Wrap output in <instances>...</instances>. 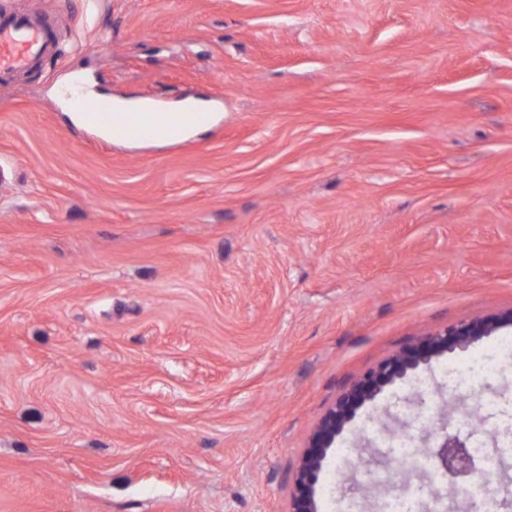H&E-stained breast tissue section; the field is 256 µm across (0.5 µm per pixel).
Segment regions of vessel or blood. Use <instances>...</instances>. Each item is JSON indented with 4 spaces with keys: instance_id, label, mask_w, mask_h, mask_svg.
<instances>
[{
    "instance_id": "b4317fda",
    "label": "vessel or blood",
    "mask_w": 512,
    "mask_h": 512,
    "mask_svg": "<svg viewBox=\"0 0 512 512\" xmlns=\"http://www.w3.org/2000/svg\"><path fill=\"white\" fill-rule=\"evenodd\" d=\"M58 54L55 27L47 18L0 7V78L27 72Z\"/></svg>"
}]
</instances>
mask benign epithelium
I'll use <instances>...</instances> for the list:
<instances>
[{"mask_svg":"<svg viewBox=\"0 0 512 512\" xmlns=\"http://www.w3.org/2000/svg\"><path fill=\"white\" fill-rule=\"evenodd\" d=\"M499 325L475 321L447 328L433 335L417 349L405 351L381 363L357 380L326 412L311 435L295 476V491L289 512H321L317 484L329 453L359 407L373 400L382 387L406 379L432 360L468 348L489 336ZM441 440L433 446L431 458L437 473L456 480H472L478 472L477 456L467 443L441 428Z\"/></svg>","mask_w":512,"mask_h":512,"instance_id":"benign-epithelium-1","label":"benign epithelium"}]
</instances>
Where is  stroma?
<instances>
[{
  "label": "stroma",
  "mask_w": 512,
  "mask_h": 512,
  "mask_svg": "<svg viewBox=\"0 0 512 512\" xmlns=\"http://www.w3.org/2000/svg\"><path fill=\"white\" fill-rule=\"evenodd\" d=\"M61 54L0 80V512H289L357 379L512 312V0H17ZM223 113L129 149L60 87ZM432 361L336 440L325 512H371L376 443L426 412L467 437ZM482 394L512 423V356Z\"/></svg>",
  "instance_id": "1"
}]
</instances>
